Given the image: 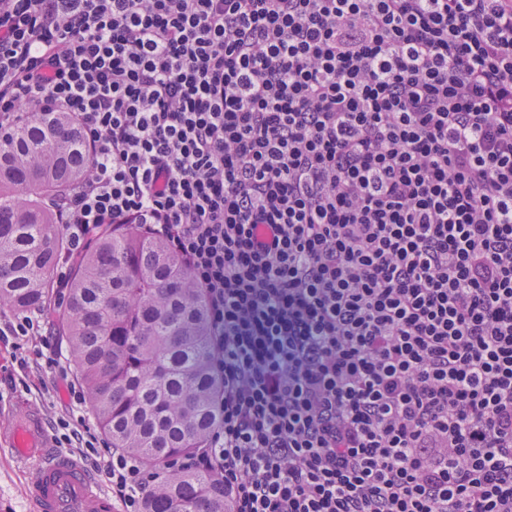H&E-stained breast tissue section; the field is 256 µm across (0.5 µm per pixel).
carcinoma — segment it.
I'll list each match as a JSON object with an SVG mask.
<instances>
[{
    "label": "carcinoma",
    "mask_w": 512,
    "mask_h": 512,
    "mask_svg": "<svg viewBox=\"0 0 512 512\" xmlns=\"http://www.w3.org/2000/svg\"><path fill=\"white\" fill-rule=\"evenodd\" d=\"M89 164L65 112L28 122L0 141V307H52L63 238L48 202ZM59 335L112 447L162 472L143 512H224V487L175 460L220 421L205 293L181 260L133 224L108 225L70 270Z\"/></svg>",
    "instance_id": "obj_1"
}]
</instances>
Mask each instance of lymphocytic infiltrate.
I'll list each match as a JSON object with an SVG mask.
<instances>
[{
	"instance_id": "f902f5d3",
	"label": "lymphocytic infiltrate",
	"mask_w": 512,
	"mask_h": 512,
	"mask_svg": "<svg viewBox=\"0 0 512 512\" xmlns=\"http://www.w3.org/2000/svg\"><path fill=\"white\" fill-rule=\"evenodd\" d=\"M69 113L57 288L108 224L208 300L226 512H512V0H0V138ZM47 348L38 318L0 343ZM67 390L122 512L159 475Z\"/></svg>"
}]
</instances>
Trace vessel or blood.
<instances>
[{
    "mask_svg": "<svg viewBox=\"0 0 512 512\" xmlns=\"http://www.w3.org/2000/svg\"><path fill=\"white\" fill-rule=\"evenodd\" d=\"M41 418L29 413L12 428V450L33 460V489L37 512H109L107 498L98 493L93 473L76 459L44 447Z\"/></svg>",
    "mask_w": 512,
    "mask_h": 512,
    "instance_id": "b4317fda",
    "label": "vessel or blood"
}]
</instances>
